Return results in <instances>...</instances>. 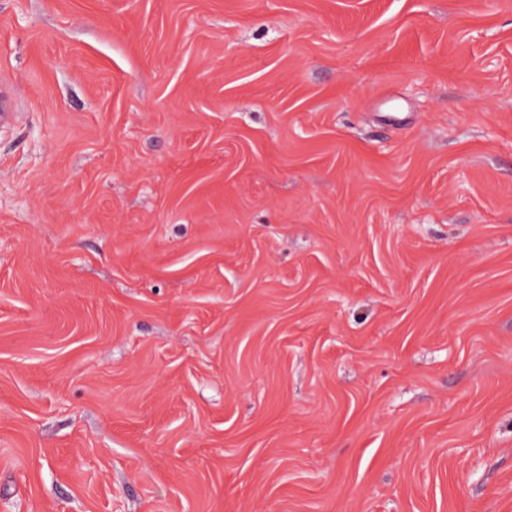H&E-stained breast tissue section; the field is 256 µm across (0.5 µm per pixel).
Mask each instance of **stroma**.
Instances as JSON below:
<instances>
[{"label":"stroma","instance_id":"obj_1","mask_svg":"<svg viewBox=\"0 0 512 512\" xmlns=\"http://www.w3.org/2000/svg\"><path fill=\"white\" fill-rule=\"evenodd\" d=\"M0 512H512V0H0Z\"/></svg>","mask_w":512,"mask_h":512}]
</instances>
